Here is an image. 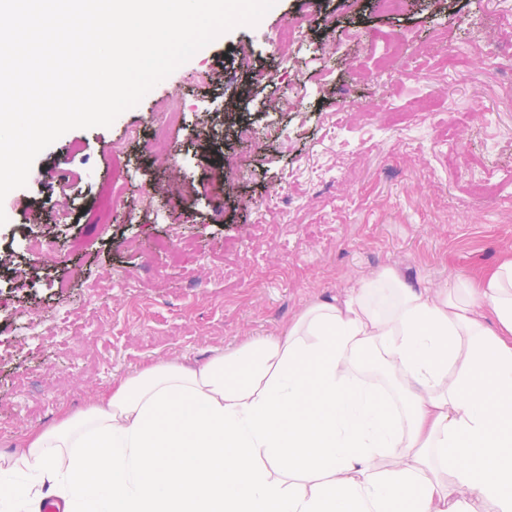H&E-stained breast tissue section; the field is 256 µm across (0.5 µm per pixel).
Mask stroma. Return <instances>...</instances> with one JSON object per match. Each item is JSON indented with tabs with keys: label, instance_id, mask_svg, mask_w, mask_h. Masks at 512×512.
Wrapping results in <instances>:
<instances>
[{
	"label": "stroma",
	"instance_id": "1",
	"mask_svg": "<svg viewBox=\"0 0 512 512\" xmlns=\"http://www.w3.org/2000/svg\"><path fill=\"white\" fill-rule=\"evenodd\" d=\"M347 30L363 45L336 50ZM479 37L512 48V0H277L110 127L44 150L0 203V454L147 366L283 335L384 270L435 288L512 258V73L467 53ZM386 38L405 45L387 68ZM170 102L180 121L158 149ZM98 279L111 290L90 291Z\"/></svg>",
	"mask_w": 512,
	"mask_h": 512
}]
</instances>
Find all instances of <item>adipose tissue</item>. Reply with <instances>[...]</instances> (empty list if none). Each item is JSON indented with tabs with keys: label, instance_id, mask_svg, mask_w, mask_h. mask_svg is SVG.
Masks as SVG:
<instances>
[{
	"label": "adipose tissue",
	"instance_id": "obj_1",
	"mask_svg": "<svg viewBox=\"0 0 512 512\" xmlns=\"http://www.w3.org/2000/svg\"><path fill=\"white\" fill-rule=\"evenodd\" d=\"M512 512V260L385 271L282 336L157 363L0 466V512Z\"/></svg>",
	"mask_w": 512,
	"mask_h": 512
}]
</instances>
